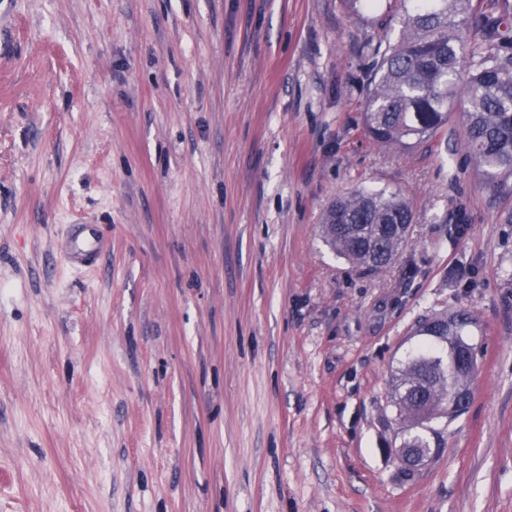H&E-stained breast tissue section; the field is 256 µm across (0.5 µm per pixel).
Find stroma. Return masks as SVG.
<instances>
[{
    "mask_svg": "<svg viewBox=\"0 0 512 512\" xmlns=\"http://www.w3.org/2000/svg\"><path fill=\"white\" fill-rule=\"evenodd\" d=\"M400 14L0 0V512H512V196L460 112L413 151L367 135ZM362 188L414 214L372 274L319 236ZM81 221L107 251L75 268ZM459 309L472 401L407 477L391 376Z\"/></svg>",
    "mask_w": 512,
    "mask_h": 512,
    "instance_id": "1",
    "label": "stroma"
}]
</instances>
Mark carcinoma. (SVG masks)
<instances>
[{
  "instance_id": "carcinoma-1",
  "label": "carcinoma",
  "mask_w": 512,
  "mask_h": 512,
  "mask_svg": "<svg viewBox=\"0 0 512 512\" xmlns=\"http://www.w3.org/2000/svg\"><path fill=\"white\" fill-rule=\"evenodd\" d=\"M401 29L394 43L374 52L364 125L373 140L413 150L448 125L450 105L462 101L465 147L485 184L512 195V40L471 43L467 32L489 19L472 0H401ZM412 206L403 194L365 189L341 196L327 208L322 240L362 274L395 261L407 241ZM471 312L422 318V337L391 379L396 421L404 440L399 462L442 447L448 403L457 391L471 393L477 370L448 380V337L467 343Z\"/></svg>"
}]
</instances>
